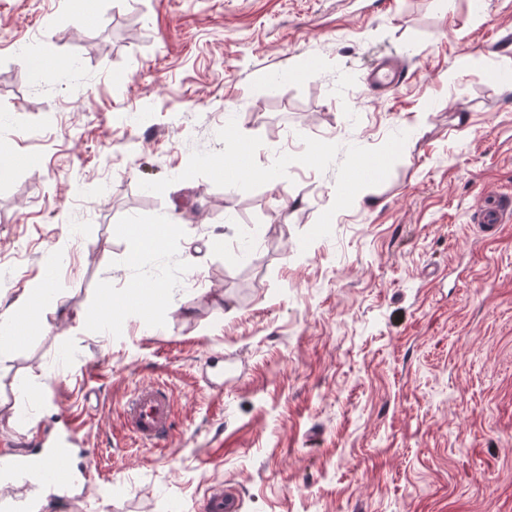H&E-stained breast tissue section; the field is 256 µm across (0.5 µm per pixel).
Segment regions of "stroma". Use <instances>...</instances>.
I'll use <instances>...</instances> for the list:
<instances>
[{
	"label": "stroma",
	"mask_w": 512,
	"mask_h": 512,
	"mask_svg": "<svg viewBox=\"0 0 512 512\" xmlns=\"http://www.w3.org/2000/svg\"><path fill=\"white\" fill-rule=\"evenodd\" d=\"M77 2L0 0V311L52 297L0 344V439L96 450L50 512H512V223H477L512 197V0ZM132 285L163 303L103 324ZM406 77V67L397 59L386 57L367 74L366 84L378 96H384L404 83ZM479 224H483L490 231L495 230L500 224H509L512 221L511 206L507 207L501 199L486 200L477 211ZM43 286L38 285L34 288L29 289L25 294H23L14 306L8 308L6 311L0 312V327L2 330V326L6 327L9 330V333L13 335L10 331V325L20 317L28 308V305L31 301L36 300L44 304L45 295ZM125 419L130 432L151 445L168 440L173 430L171 396L162 385L137 388L125 402ZM238 507L239 502L234 493L216 489L205 500L202 510L205 512H236Z\"/></svg>",
	"instance_id": "35a3bbf8"
}]
</instances>
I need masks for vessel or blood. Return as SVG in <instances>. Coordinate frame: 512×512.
I'll list each match as a JSON object with an SVG mask.
<instances>
[{"mask_svg": "<svg viewBox=\"0 0 512 512\" xmlns=\"http://www.w3.org/2000/svg\"><path fill=\"white\" fill-rule=\"evenodd\" d=\"M407 77L406 67L397 59L378 61L366 76L368 87L383 96L399 87ZM477 219L493 230L512 222V208L502 200H487L477 211ZM125 419L130 432L143 442L158 445L168 440L173 430L171 396L161 385L137 388L125 402ZM92 453L70 421H62L54 437L39 442L30 459L12 453L0 457V470L13 478L44 485L47 490L70 493L87 488ZM234 493L214 490L203 504L204 512H237Z\"/></svg>", "mask_w": 512, "mask_h": 512, "instance_id": "obj_1", "label": "vessel or blood"}]
</instances>
